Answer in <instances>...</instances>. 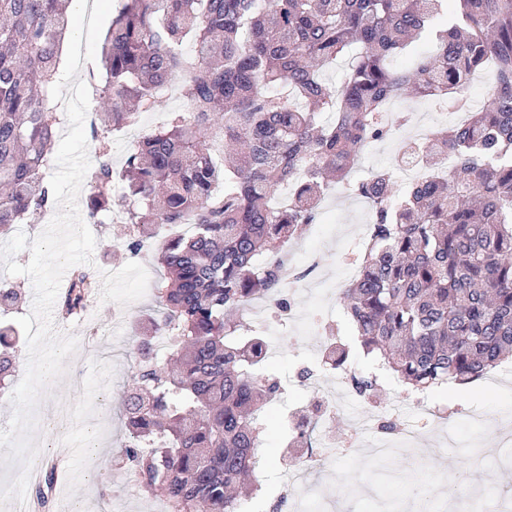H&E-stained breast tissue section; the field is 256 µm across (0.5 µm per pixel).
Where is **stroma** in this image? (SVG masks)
<instances>
[{
    "label": "stroma",
    "mask_w": 512,
    "mask_h": 512,
    "mask_svg": "<svg viewBox=\"0 0 512 512\" xmlns=\"http://www.w3.org/2000/svg\"><path fill=\"white\" fill-rule=\"evenodd\" d=\"M178 86L162 91L153 110L141 113L137 125L109 136V156L121 168L130 146L161 125L171 113L187 111ZM392 111L407 113L410 126L401 135L373 142L362 152L351 180L390 167L415 125L427 130L446 124L438 106L426 98L403 97ZM111 222L90 223L96 246L89 266L97 288L87 310L78 316H54L58 333L77 337L76 354L66 358L65 376L49 384L38 407L40 460H62L68 467L59 479L62 512H168L161 495L139 491L130 481L121 454L130 443L121 414V393L137 366L135 346L140 322L157 311L155 287L163 267L156 261L153 241L138 253L126 246L123 223L127 202L120 192L110 196ZM370 215L363 199L333 185L322 202L317 223L288 248L287 261L302 282L293 299L300 309L295 322L270 321L258 328L272 355L268 371L288 384L287 399L298 415L312 414V397L296 378V371L319 351L315 319L342 317L341 286L351 280L347 262ZM447 407L443 425L430 429L418 446L381 463L370 448L356 455H339L332 464L310 470L308 484L335 487L327 500L302 503V512H426L429 496L451 493L455 512H507L512 507V449L505 436L490 435L497 422L512 420V374L494 383L481 380L461 390L437 392ZM492 447L496 456L482 473L491 491L482 499L467 493L460 480L473 470L478 449ZM299 454L285 449L283 429L270 421L260 449L261 468L270 488L287 476V463Z\"/></svg>",
    "instance_id": "stroma-1"
}]
</instances>
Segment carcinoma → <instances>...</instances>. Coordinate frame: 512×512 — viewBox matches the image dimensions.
<instances>
[{"label":"carcinoma","mask_w":512,"mask_h":512,"mask_svg":"<svg viewBox=\"0 0 512 512\" xmlns=\"http://www.w3.org/2000/svg\"><path fill=\"white\" fill-rule=\"evenodd\" d=\"M63 2L0 0V232L55 206L47 97L68 26ZM454 2L447 12L448 0H123L112 16L104 84L92 87L107 122L93 127L89 218L109 210L119 180L130 252L161 224L193 225L159 247V310L121 396L137 485L173 512H237L239 489L261 490L262 417L280 383L263 372V338L242 309L261 297L285 309L281 253L316 223L334 182L371 205L373 244L341 291L365 354L419 392L481 380L512 356V0ZM428 31L435 52L394 68ZM187 39L196 54L180 51ZM342 57L340 80L325 83ZM483 69L491 92L474 108L469 88ZM174 83L188 111L137 140L116 174L106 134L135 124ZM406 93L470 116L347 181L368 142L408 123L403 112L383 121ZM449 150L459 161L446 172ZM409 161L428 177L395 201ZM94 288L91 272H75L62 313L83 308ZM21 301V289L0 288V307ZM13 335L0 326V388L17 361ZM351 381L362 396L377 391L366 374Z\"/></svg>","instance_id":"1"}]
</instances>
